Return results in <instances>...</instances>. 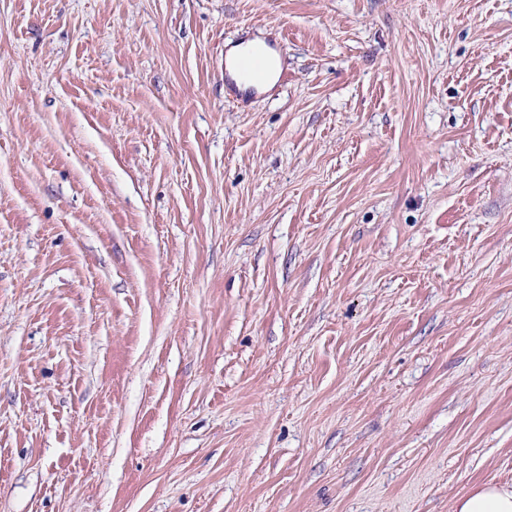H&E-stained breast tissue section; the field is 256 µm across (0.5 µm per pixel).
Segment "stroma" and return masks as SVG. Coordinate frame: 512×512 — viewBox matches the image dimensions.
<instances>
[{
	"instance_id": "stroma-1",
	"label": "stroma",
	"mask_w": 512,
	"mask_h": 512,
	"mask_svg": "<svg viewBox=\"0 0 512 512\" xmlns=\"http://www.w3.org/2000/svg\"><path fill=\"white\" fill-rule=\"evenodd\" d=\"M283 84L241 103L230 45ZM512 488V0H0V512H452ZM257 48L264 49L268 54V71L266 78L263 81V83L259 85L251 84L244 77L243 79L246 80L247 83L255 86L259 92H265L270 90L276 82V76L280 66V61L277 53L273 49L265 45L263 42L258 40H249L247 42L241 41L231 46L226 54L227 68L231 74H234L236 71V65L238 61L242 57H244L245 55H247L248 53ZM258 66L259 62L255 59H244L241 60L237 65L238 70L243 75H245L248 72L256 70Z\"/></svg>"
}]
</instances>
